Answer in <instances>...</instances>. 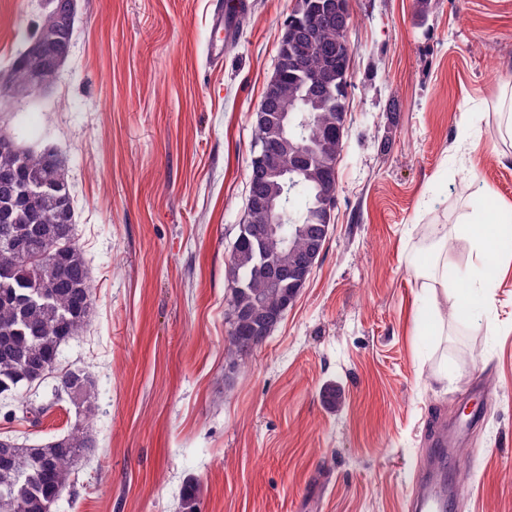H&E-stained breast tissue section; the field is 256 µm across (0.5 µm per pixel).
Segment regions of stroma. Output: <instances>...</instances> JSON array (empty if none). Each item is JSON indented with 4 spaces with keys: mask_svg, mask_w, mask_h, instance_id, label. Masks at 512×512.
I'll return each instance as SVG.
<instances>
[{
    "mask_svg": "<svg viewBox=\"0 0 512 512\" xmlns=\"http://www.w3.org/2000/svg\"><path fill=\"white\" fill-rule=\"evenodd\" d=\"M215 3L79 0L52 86L0 114L66 161L93 306L61 366L99 393L90 421L64 400L36 426L0 417V436L42 445L86 424L95 446L54 512H180L189 480L199 512H408L433 428L466 406L480 420L456 449L452 512H512V255L492 309L440 335L419 263L472 268L463 217L512 207V0H349L334 223L232 371L228 259L297 0H249L218 67ZM38 18L37 0H0V69Z\"/></svg>",
    "mask_w": 512,
    "mask_h": 512,
    "instance_id": "obj_1",
    "label": "stroma"
}]
</instances>
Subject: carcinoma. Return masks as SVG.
Segmentation results:
<instances>
[{"instance_id":"carcinoma-1","label":"carcinoma","mask_w":512,"mask_h":512,"mask_svg":"<svg viewBox=\"0 0 512 512\" xmlns=\"http://www.w3.org/2000/svg\"><path fill=\"white\" fill-rule=\"evenodd\" d=\"M343 15L325 20L317 46L298 39L288 56L306 60L307 68L286 66L280 73V92L274 112H305L308 119L288 137L308 154L309 169L291 177L276 175L271 183L280 203L279 223L266 237L251 240L229 257L232 302L248 307L259 300L270 309L280 306L284 289L265 285L264 261L269 259L288 268L297 266L307 252L315 233L323 194L336 191V182H325L323 174L337 168L343 149L339 127L344 125L351 85L348 57L336 48L349 43L352 16L343 0ZM336 66V81L324 98L308 96L307 72ZM50 83L56 70L49 64H36L16 56L11 66L0 70V92L26 83L34 75ZM15 172L10 182L0 180V210L12 202L19 184L31 187L52 182L59 186L54 196L33 194L24 209L0 221V396L7 395L17 406L7 411L13 417L36 424L50 405L21 400L18 393L26 380H38L43 371L55 372L62 348L87 325L93 293L89 269L75 237L76 213L65 160L49 149L29 147L16 154L0 153V170ZM288 241H283V238ZM66 241L69 248L61 261L50 263L52 248ZM43 252L46 273L35 276L31 261ZM31 286V298L18 304L11 292ZM251 327L232 323L224 352L227 360L243 364L261 345ZM67 395L87 417L95 415L97 390L89 374L80 368L60 372L54 399ZM94 447V441L79 426L37 447H24L12 437H0V486H9L6 507L0 512H53V507L70 487L71 466ZM197 484L189 481L181 492L180 512H197Z\"/></svg>"}]
</instances>
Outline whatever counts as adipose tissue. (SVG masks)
Returning a JSON list of instances; mask_svg holds the SVG:
<instances>
[{
  "label": "adipose tissue",
  "instance_id": "1",
  "mask_svg": "<svg viewBox=\"0 0 512 512\" xmlns=\"http://www.w3.org/2000/svg\"><path fill=\"white\" fill-rule=\"evenodd\" d=\"M512 223V209L490 207L472 212L464 231L468 234L476 259L477 277L456 285L448 283V267L440 265L434 272L437 284L430 295L434 318H441L445 307H452L456 317L470 316L474 311V297H482L485 307H492L491 290L501 272L500 241Z\"/></svg>",
  "mask_w": 512,
  "mask_h": 512
}]
</instances>
